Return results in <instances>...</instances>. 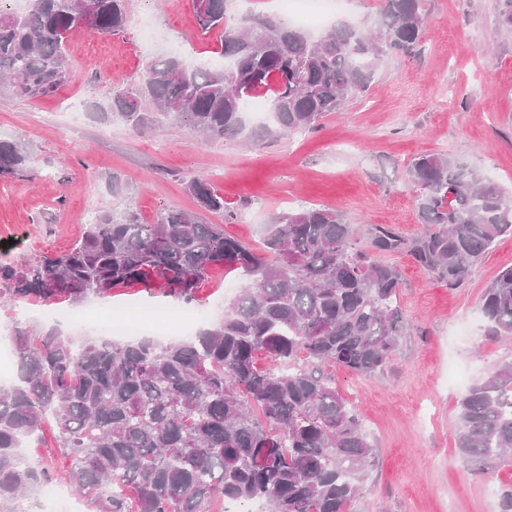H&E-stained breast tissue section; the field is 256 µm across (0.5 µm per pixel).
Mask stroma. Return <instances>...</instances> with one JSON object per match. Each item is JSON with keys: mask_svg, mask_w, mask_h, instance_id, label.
I'll list each match as a JSON object with an SVG mask.
<instances>
[{"mask_svg": "<svg viewBox=\"0 0 512 512\" xmlns=\"http://www.w3.org/2000/svg\"><path fill=\"white\" fill-rule=\"evenodd\" d=\"M127 8L124 33L69 42L71 75L59 96L33 100L0 86V139L25 143L34 158L26 177L0 180V260L69 249L89 211L129 208L148 224L171 209L196 211L185 183L198 176L224 196L225 213L208 222L257 249L273 216L301 205L340 212L361 241L375 224L421 234L405 168L424 153L459 160L512 200V36L499 26L498 0H424L415 55L386 57L367 95L318 129L256 144L206 142L174 124L136 135L95 116L115 81L137 79L159 58L193 66L217 56L220 38L200 33L190 0H128ZM388 261L402 279L397 352L372 376L327 369L379 449L347 512H500L512 466L485 472L459 456L463 388L448 370L471 384L512 360V340L489 336L481 315L485 288L512 266V237L458 288L409 255ZM244 286L237 273L214 270L193 308L214 315ZM109 300L116 313L179 305L159 285L121 288Z\"/></svg>", "mask_w": 512, "mask_h": 512, "instance_id": "stroma-1", "label": "stroma"}]
</instances>
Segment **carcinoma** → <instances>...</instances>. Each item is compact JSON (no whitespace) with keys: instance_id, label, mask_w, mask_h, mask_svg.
Instances as JSON below:
<instances>
[{"instance_id":"cac0c4a2","label":"carcinoma","mask_w":512,"mask_h":512,"mask_svg":"<svg viewBox=\"0 0 512 512\" xmlns=\"http://www.w3.org/2000/svg\"><path fill=\"white\" fill-rule=\"evenodd\" d=\"M228 0H191L200 32L220 35L224 65L151 64L141 82L112 95L111 115L135 133L157 115L204 141L255 142L317 128L347 98L367 92L389 55L412 54L424 32L423 0H380L377 27L338 22L320 36L261 15L229 17ZM93 30L122 33L126 0H96ZM512 33V0H498ZM78 26L66 0H32L25 13L0 5V79L32 98L69 78L67 43ZM269 99L267 124L247 127L245 101ZM32 158L0 140V179L19 178ZM428 229L406 238L373 225L367 241L333 210L300 206L268 224L263 250L168 210L145 224L130 209L100 212L64 252L0 263V298L79 306L116 288L159 283L185 304L216 267L250 286L221 321L185 342L76 344L55 330L34 336L16 320L17 380L0 385V504L54 480L19 448L43 424L70 459L68 475L94 512H220L226 501L259 500L266 512H346L378 449L323 367L360 375L383 370L402 338L400 275L378 259L406 252L427 274L461 286L473 264L512 236V202L491 182L442 154L406 169ZM200 210L224 212L203 178L186 182ZM489 335L512 339V267L485 288ZM272 366H258V355ZM458 453L482 466L512 464V361L470 385L458 402Z\"/></svg>"}]
</instances>
